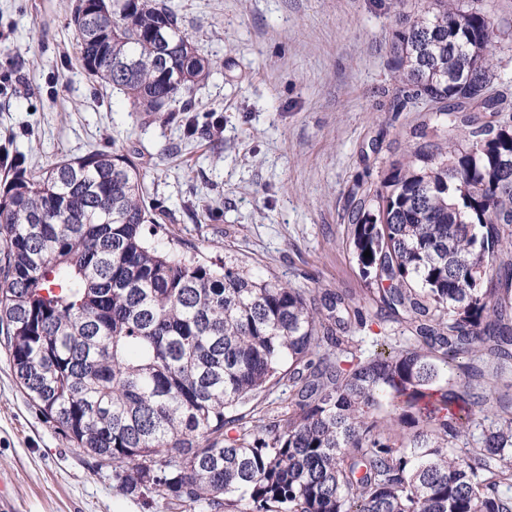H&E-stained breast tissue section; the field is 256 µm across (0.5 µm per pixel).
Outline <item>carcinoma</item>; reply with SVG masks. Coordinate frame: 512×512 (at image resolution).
<instances>
[{"label":"carcinoma","instance_id":"1","mask_svg":"<svg viewBox=\"0 0 512 512\" xmlns=\"http://www.w3.org/2000/svg\"><path fill=\"white\" fill-rule=\"evenodd\" d=\"M95 5L77 0L75 54L134 111L170 112L209 78L167 0ZM496 38L479 0H429L386 43L402 104L440 107L351 195L372 310L150 244L154 209L124 153L31 173L0 149V334L15 379L112 464L120 494L212 512H512V398L472 385L476 358L512 362V103L480 98ZM369 320L410 343L375 336L360 352L345 332ZM278 385L288 401L261 405Z\"/></svg>","mask_w":512,"mask_h":512}]
</instances>
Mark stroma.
<instances>
[{
    "instance_id": "1",
    "label": "stroma",
    "mask_w": 512,
    "mask_h": 512,
    "mask_svg": "<svg viewBox=\"0 0 512 512\" xmlns=\"http://www.w3.org/2000/svg\"><path fill=\"white\" fill-rule=\"evenodd\" d=\"M214 68L188 112L145 117L79 65L75 0H0V145L39 171L136 152L152 242L298 288L367 300L347 241L348 193L401 158L420 106H402L385 42L407 0H169ZM494 92L512 99V0H490ZM0 489L11 512H144L19 387L0 343Z\"/></svg>"
}]
</instances>
